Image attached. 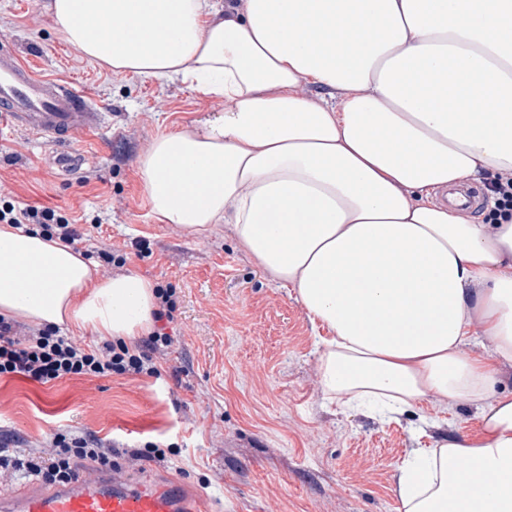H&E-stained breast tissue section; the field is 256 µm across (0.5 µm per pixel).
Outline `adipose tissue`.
<instances>
[{"label":"adipose tissue","instance_id":"adipose-tissue-1","mask_svg":"<svg viewBox=\"0 0 512 512\" xmlns=\"http://www.w3.org/2000/svg\"><path fill=\"white\" fill-rule=\"evenodd\" d=\"M49 12L85 57L223 102L140 155L151 213L190 233L230 224L293 289L329 331L326 396L382 414L432 395L478 408L474 434L407 456L402 512H512V396L493 393L512 366V218L467 222L446 201L512 172V0H51ZM156 308L138 273L100 275L60 241L0 225V314L133 341ZM476 323L491 353H465Z\"/></svg>","mask_w":512,"mask_h":512}]
</instances>
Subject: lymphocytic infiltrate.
I'll return each instance as SVG.
<instances>
[{"instance_id": "lymphocytic-infiltrate-1", "label": "lymphocytic infiltrate", "mask_w": 512, "mask_h": 512, "mask_svg": "<svg viewBox=\"0 0 512 512\" xmlns=\"http://www.w3.org/2000/svg\"><path fill=\"white\" fill-rule=\"evenodd\" d=\"M0 224L36 231L70 246L83 238L76 219L63 209L21 207L8 197L0 201ZM171 344V336L157 329L133 345L120 339L84 345L57 328L24 326L0 315V376L20 375L43 385L72 376L145 374L157 378L161 371L156 355ZM80 461L103 469L116 466L111 448L92 435L55 434L47 451L40 453L21 452L0 438V476L13 480L65 484L78 479L76 464Z\"/></svg>"}]
</instances>
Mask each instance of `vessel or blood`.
Here are the masks:
<instances>
[{"mask_svg": "<svg viewBox=\"0 0 512 512\" xmlns=\"http://www.w3.org/2000/svg\"><path fill=\"white\" fill-rule=\"evenodd\" d=\"M0 112L46 143L64 144L95 129L99 113L61 80L36 74L9 45L0 46ZM0 512H206L203 501L187 505L178 478L131 481L110 471L43 489L0 494Z\"/></svg>", "mask_w": 512, "mask_h": 512, "instance_id": "b4317fda", "label": "vessel or blood"}]
</instances>
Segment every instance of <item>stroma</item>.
Here are the masks:
<instances>
[{"mask_svg":"<svg viewBox=\"0 0 512 512\" xmlns=\"http://www.w3.org/2000/svg\"><path fill=\"white\" fill-rule=\"evenodd\" d=\"M48 0H0V39L35 72L69 83L100 114L61 174L41 139L0 112V193L80 218L81 250L126 253V269L172 284L178 306L158 357L162 376L0 379V435L33 451L51 434L90 433L122 472H164L201 492L211 512H401L400 466L414 448L465 439L475 406L432 395L395 419L326 401L318 331L295 299L239 246L230 225L203 234L159 223L137 161L152 140L218 111L179 81L159 83L85 58L52 28ZM150 243L139 252L138 240ZM177 444L164 461L145 443Z\"/></svg>","mask_w":512,"mask_h":512,"instance_id":"stroma-1","label":"stroma"}]
</instances>
